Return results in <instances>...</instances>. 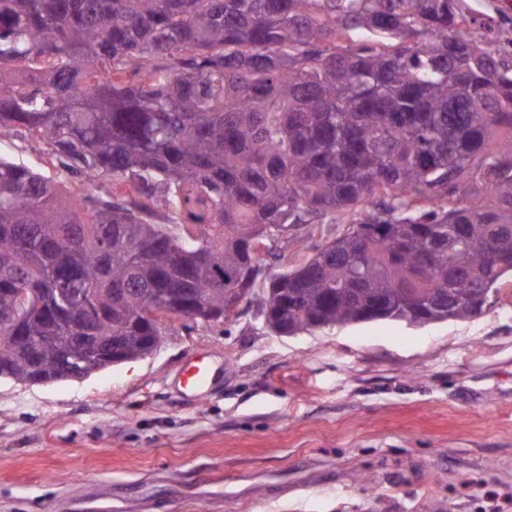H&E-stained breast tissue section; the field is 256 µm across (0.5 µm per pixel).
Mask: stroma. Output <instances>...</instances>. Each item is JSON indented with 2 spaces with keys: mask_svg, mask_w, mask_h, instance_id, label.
I'll return each instance as SVG.
<instances>
[{
  "mask_svg": "<svg viewBox=\"0 0 512 512\" xmlns=\"http://www.w3.org/2000/svg\"><path fill=\"white\" fill-rule=\"evenodd\" d=\"M0 157L84 191L23 132ZM197 353L214 377L192 400ZM0 512H512V284L422 328L279 336L244 302L80 381L0 379Z\"/></svg>",
  "mask_w": 512,
  "mask_h": 512,
  "instance_id": "stroma-1",
  "label": "stroma"
}]
</instances>
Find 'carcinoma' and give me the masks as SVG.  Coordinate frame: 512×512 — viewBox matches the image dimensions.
I'll use <instances>...</instances> for the list:
<instances>
[{"label":"carcinoma","mask_w":512,"mask_h":512,"mask_svg":"<svg viewBox=\"0 0 512 512\" xmlns=\"http://www.w3.org/2000/svg\"><path fill=\"white\" fill-rule=\"evenodd\" d=\"M474 22L463 0H0V133L89 185L0 158V316L41 291L18 319L60 380L112 366L83 336L138 359L158 289L254 302L280 335L476 317L512 275V28ZM338 219L267 273L280 232ZM31 372L0 320V378ZM0 157L23 164L33 171L56 181L71 197L84 191V181L64 171L48 153L46 146L20 131L0 135Z\"/></svg>","instance_id":"carcinoma-1"}]
</instances>
